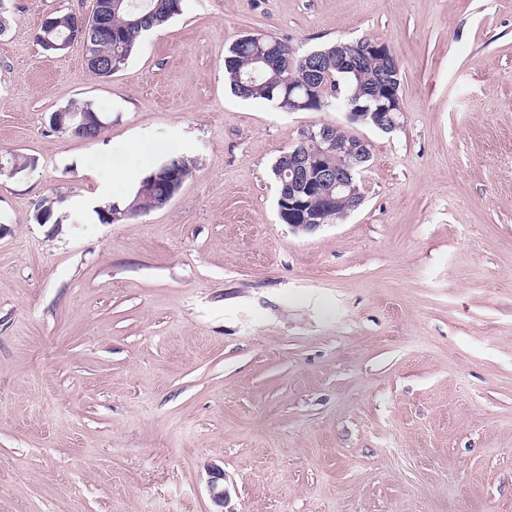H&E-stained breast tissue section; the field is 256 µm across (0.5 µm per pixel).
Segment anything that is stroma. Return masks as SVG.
I'll return each mask as SVG.
<instances>
[{
	"instance_id": "35a3bbf8",
	"label": "stroma",
	"mask_w": 512,
	"mask_h": 512,
	"mask_svg": "<svg viewBox=\"0 0 512 512\" xmlns=\"http://www.w3.org/2000/svg\"><path fill=\"white\" fill-rule=\"evenodd\" d=\"M94 4L0 35V512H213V465L229 512H512V0H184L109 78L36 41ZM246 33L385 43L400 129L234 96ZM74 99L96 139L50 129ZM311 125L372 159L301 234L271 167ZM172 154L168 206L99 221ZM73 19L72 13H63L54 17L47 18L41 26V29L37 36V41L43 47L44 50L50 52H56L64 50L67 43H61L58 47L54 44L59 43V38L65 32H68L71 28V21ZM207 487L210 498L216 507L222 508L213 512H223L224 503L226 501V491L224 490V470L213 467L209 471Z\"/></svg>"
}]
</instances>
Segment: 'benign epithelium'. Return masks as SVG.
<instances>
[{
  "mask_svg": "<svg viewBox=\"0 0 512 512\" xmlns=\"http://www.w3.org/2000/svg\"><path fill=\"white\" fill-rule=\"evenodd\" d=\"M90 30L97 35L106 37L110 30L91 23V17L79 16L76 28L71 36L78 38L86 35ZM379 111L372 113L375 126L388 132L397 127L393 117V111L398 109L399 95L397 92L388 94L386 100H380L374 96ZM53 125L63 130L70 131L73 137L82 140L96 138V130L106 125L100 117L80 112H66L62 109L50 114ZM368 142L359 138L334 140L327 132L326 126H311L299 132V136L293 145V150L288 152V175L291 182H304L302 192L311 196H317L321 202L320 209L335 211L337 216L346 217L350 212L358 208L361 194L358 186L353 183L349 168L365 164L368 155L364 149ZM334 151L349 159V167L336 171L317 168L310 178H304L305 166L302 164L304 153L319 154ZM184 184V176L180 173L162 168L153 179L145 183L144 191L159 198V208H164L180 191ZM279 215L288 218V226L293 230L303 233H314L322 227L318 221V211L309 206V202L298 195L288 198V208L279 209ZM207 487L213 504L219 508L224 507L226 491L224 490V470L214 467L209 471Z\"/></svg>",
  "mask_w": 512,
  "mask_h": 512,
  "instance_id": "7a95c632",
  "label": "benign epithelium"
}]
</instances>
